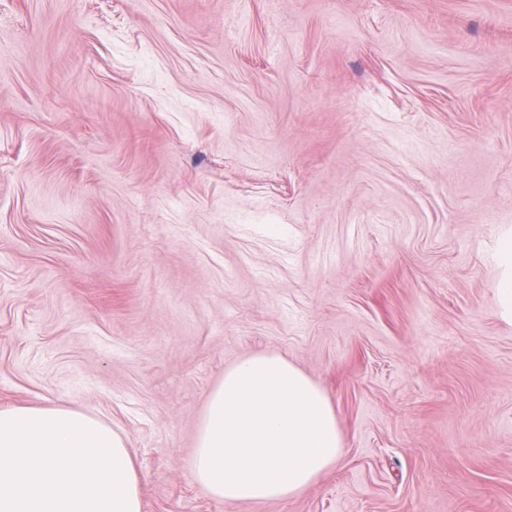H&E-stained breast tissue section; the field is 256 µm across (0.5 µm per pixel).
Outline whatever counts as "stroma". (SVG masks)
<instances>
[{
    "instance_id": "1",
    "label": "stroma",
    "mask_w": 512,
    "mask_h": 512,
    "mask_svg": "<svg viewBox=\"0 0 512 512\" xmlns=\"http://www.w3.org/2000/svg\"><path fill=\"white\" fill-rule=\"evenodd\" d=\"M512 0H0V405L121 433L142 512H512ZM346 453L188 466L255 352ZM501 258L509 270V276L499 288L498 303L504 317L512 318V245L506 243L502 249Z\"/></svg>"
}]
</instances>
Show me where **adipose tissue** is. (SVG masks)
Returning <instances> with one entry per match:
<instances>
[{
  "instance_id": "ef3b65f1",
  "label": "adipose tissue",
  "mask_w": 512,
  "mask_h": 512,
  "mask_svg": "<svg viewBox=\"0 0 512 512\" xmlns=\"http://www.w3.org/2000/svg\"><path fill=\"white\" fill-rule=\"evenodd\" d=\"M344 452L328 395L287 359L257 352L211 391L190 477L219 500L271 502L301 493ZM0 512H142L125 438L63 406L0 407Z\"/></svg>"
}]
</instances>
